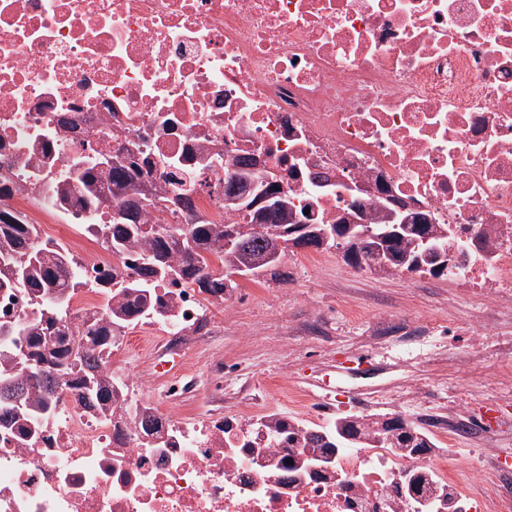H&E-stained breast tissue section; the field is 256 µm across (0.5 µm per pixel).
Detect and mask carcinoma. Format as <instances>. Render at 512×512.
<instances>
[{
  "mask_svg": "<svg viewBox=\"0 0 512 512\" xmlns=\"http://www.w3.org/2000/svg\"><path fill=\"white\" fill-rule=\"evenodd\" d=\"M262 186L271 197L269 205L253 209L249 203L236 204L250 219L248 224L200 223L170 228L138 223L141 211L159 207L158 199L132 189L124 165L100 170L94 164L74 176H65L53 191L62 208L77 197L85 208L95 209L134 190L137 199L112 206L120 218L90 228L123 260L128 259L132 243L147 241L134 262L128 263L132 273L126 279L114 283L110 274L97 278L98 286L120 289L135 305L123 303L113 311V320L104 325L85 324L80 330L73 325L70 300L75 291L87 286L84 274L61 244L40 240L33 225L0 210V288H26L34 299L31 311L9 324L7 342L0 341V385L16 383L26 393L18 405L0 397V431L26 436L23 422L51 411L58 401V388L65 385L79 390L83 400L101 411H109L112 377L103 375L104 362L94 352L112 345V323L121 324L138 312L136 305L144 303L153 281L189 284L205 295L222 293L237 288L234 274L256 276L277 265L270 256L278 240L291 238L299 248L319 250L326 234L330 235V248H339L343 242L350 245L353 253L344 260L354 267L380 270L386 259L392 261L394 271L427 273L436 278L448 275V266L423 257L426 252H448V237L424 217L414 216L409 224L397 228L379 258L359 246L355 233L380 234L388 226L360 224L351 230L341 220L334 224H293L288 220V194L265 181ZM338 236L342 241L336 240ZM215 249L224 253L225 274L210 269L209 255ZM356 436L353 426L338 425L312 434L311 440L318 448H347Z\"/></svg>",
  "mask_w": 512,
  "mask_h": 512,
  "instance_id": "obj_1",
  "label": "carcinoma"
}]
</instances>
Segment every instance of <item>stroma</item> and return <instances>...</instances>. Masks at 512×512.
<instances>
[{"label": "stroma", "mask_w": 512, "mask_h": 512, "mask_svg": "<svg viewBox=\"0 0 512 512\" xmlns=\"http://www.w3.org/2000/svg\"><path fill=\"white\" fill-rule=\"evenodd\" d=\"M309 254L306 248L287 250L280 263L256 279H239L224 311L223 335L192 353L199 380L196 413L211 407L209 362L216 357L238 364L224 378V399L229 403L244 389L251 397H265L281 374L309 394L322 393L323 378L331 377L344 402L364 392L390 406L413 388L438 403L472 398L490 404L512 397V363L498 357L499 343L512 339V311L463 294L445 277L420 281L397 271L354 268L339 249L321 252L319 263L312 266L306 261ZM310 311L325 317L326 341L291 336L293 323ZM382 314L439 327L469 324L486 329L485 360L476 365L462 355L465 337L439 334L429 337L421 353L403 356L388 343L375 348L378 358L400 360L393 374L359 380L343 373V361L366 345L371 322Z\"/></svg>", "instance_id": "35a3bbf8"}]
</instances>
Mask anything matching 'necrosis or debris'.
<instances>
[{
  "label": "necrosis or debris",
  "instance_id": "4bbe7bcc",
  "mask_svg": "<svg viewBox=\"0 0 512 512\" xmlns=\"http://www.w3.org/2000/svg\"><path fill=\"white\" fill-rule=\"evenodd\" d=\"M119 149L156 197L190 192L144 223H225L224 180L251 163L315 224L354 200L409 205L447 233L449 279L512 309V0H0V208L61 233L109 223L107 207L63 213L52 186ZM74 247L88 278L126 275L101 240ZM229 299L156 282L135 330L168 405L136 381L108 416L63 392L28 438L0 433V512H512L507 398L416 413L401 448L362 396L287 415L219 391L189 414L193 370L164 367L221 332ZM428 336L380 316L370 343ZM339 424L354 447L310 446Z\"/></svg>",
  "mask_w": 512,
  "mask_h": 512
}]
</instances>
